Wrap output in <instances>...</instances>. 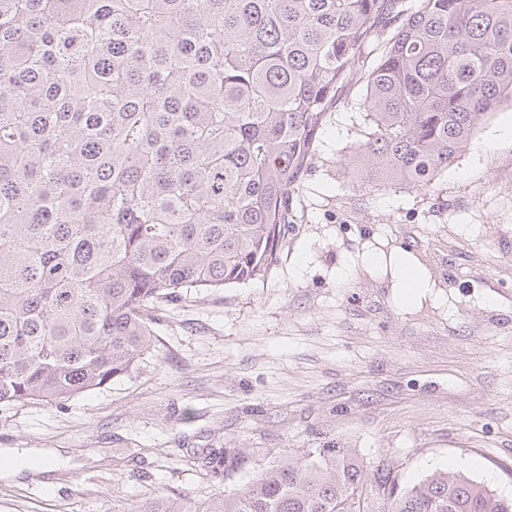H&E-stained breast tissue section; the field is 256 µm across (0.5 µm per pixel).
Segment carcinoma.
Listing matches in <instances>:
<instances>
[{
    "instance_id": "1",
    "label": "carcinoma",
    "mask_w": 512,
    "mask_h": 512,
    "mask_svg": "<svg viewBox=\"0 0 512 512\" xmlns=\"http://www.w3.org/2000/svg\"><path fill=\"white\" fill-rule=\"evenodd\" d=\"M340 167L426 190L512 101V0H0V407L128 375L183 289L268 274L338 93ZM213 479L229 468L208 458ZM512 512L460 472L405 486L309 448L231 494L113 512Z\"/></svg>"
}]
</instances>
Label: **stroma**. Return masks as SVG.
Listing matches in <instances>:
<instances>
[{
    "instance_id": "stroma-1",
    "label": "stroma",
    "mask_w": 512,
    "mask_h": 512,
    "mask_svg": "<svg viewBox=\"0 0 512 512\" xmlns=\"http://www.w3.org/2000/svg\"><path fill=\"white\" fill-rule=\"evenodd\" d=\"M363 122L350 96L333 105L267 276L182 291L111 385L0 410V456L57 457L49 473L0 468V512L230 491L328 444L405 484L460 461L512 490V138L494 137L512 102L426 190L340 169ZM399 250L433 285L410 308L367 262ZM220 450L237 456L221 484L205 465Z\"/></svg>"
}]
</instances>
